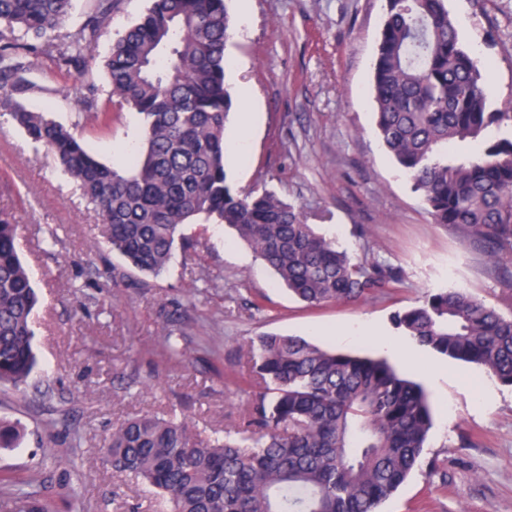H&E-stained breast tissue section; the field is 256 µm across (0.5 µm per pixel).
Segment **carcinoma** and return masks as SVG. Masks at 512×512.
Returning <instances> with one entry per match:
<instances>
[{
  "label": "carcinoma",
  "mask_w": 512,
  "mask_h": 512,
  "mask_svg": "<svg viewBox=\"0 0 512 512\" xmlns=\"http://www.w3.org/2000/svg\"><path fill=\"white\" fill-rule=\"evenodd\" d=\"M119 0H96L73 31L52 33L73 0H0V110L49 151L100 215L127 267L158 277L186 224H225L288 290L311 305L370 298L396 279L380 262L336 247L302 207L270 191L242 192L225 165L234 109L226 86L232 27L227 0H151L112 43L104 103L89 85L87 111L141 115L143 142L122 172L91 157L75 133L22 97L43 61L82 80ZM372 99L379 139L434 223L479 244L489 263L512 262V108L491 111L477 60L462 43L447 0H387ZM473 145L454 153L456 143ZM18 225L0 214V383L19 387L34 368L37 295L16 247ZM403 335L512 386V316L464 288H438L393 316ZM168 357L186 355L176 324ZM248 394L238 433L203 438L185 420H124L103 448L167 512H377L423 463L432 413L424 389L385 359L330 351L297 336L267 334L240 373ZM0 512H49L34 481L9 484Z\"/></svg>",
  "instance_id": "cac0c4a2"
}]
</instances>
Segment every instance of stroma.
Masks as SVG:
<instances>
[{"mask_svg":"<svg viewBox=\"0 0 512 512\" xmlns=\"http://www.w3.org/2000/svg\"><path fill=\"white\" fill-rule=\"evenodd\" d=\"M149 0H120L100 38L89 82L30 75L26 104L72 127L100 161L123 169L142 124L123 110L107 127L80 102L105 89L102 64ZM227 82L237 112L254 120L244 157L227 159L233 185L271 190L303 207L318 233L358 256L385 261L394 288L349 303L311 306L292 297L247 245L219 224H188L195 260L176 249L151 287L123 267L99 216L53 156L34 148L0 112V211L18 226L17 247L34 280L36 367L26 386L0 385V420L18 424L17 447L0 448V480L43 482L54 512H163L141 483L113 471L99 449L113 426L150 413L190 420L208 436L235 426L245 398L235 383L252 341L273 333L380 356L378 337L401 338L395 312L431 289L461 287L502 312L512 282L454 228L433 223L409 178L375 132L370 78L386 0H231ZM461 39L494 91L490 110L512 101V0H448ZM94 275H87V268ZM213 286L187 305L198 273ZM179 319L188 353L169 362L161 328ZM405 374L433 411L425 458L379 512H512V387L495 384L479 406L486 371L416 347Z\"/></svg>","mask_w":512,"mask_h":512,"instance_id":"stroma-1","label":"stroma"}]
</instances>
